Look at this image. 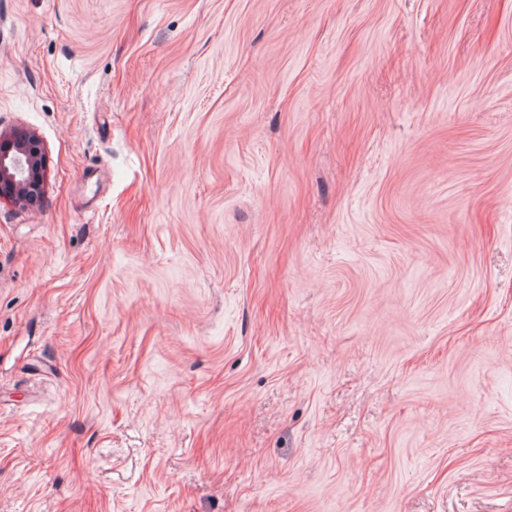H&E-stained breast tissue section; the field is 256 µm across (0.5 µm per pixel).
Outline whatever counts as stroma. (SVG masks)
Segmentation results:
<instances>
[{"label":"stroma","instance_id":"stroma-1","mask_svg":"<svg viewBox=\"0 0 512 512\" xmlns=\"http://www.w3.org/2000/svg\"><path fill=\"white\" fill-rule=\"evenodd\" d=\"M0 512H512V0H0ZM0 195L14 203L35 206L46 172V155L40 139L17 127L0 133Z\"/></svg>","mask_w":512,"mask_h":512}]
</instances>
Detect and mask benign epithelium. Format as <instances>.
Listing matches in <instances>:
<instances>
[{
  "mask_svg": "<svg viewBox=\"0 0 512 512\" xmlns=\"http://www.w3.org/2000/svg\"><path fill=\"white\" fill-rule=\"evenodd\" d=\"M46 155L40 139L17 127L0 133V193L27 206L38 203L44 185Z\"/></svg>",
  "mask_w": 512,
  "mask_h": 512,
  "instance_id": "1",
  "label": "benign epithelium"
}]
</instances>
